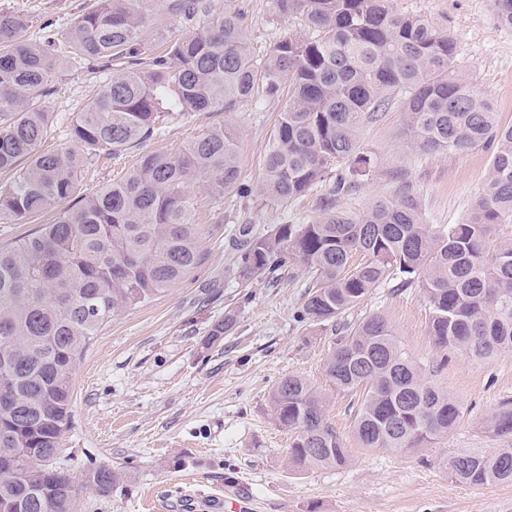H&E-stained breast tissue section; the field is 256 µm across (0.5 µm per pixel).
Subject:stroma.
I'll return each mask as SVG.
<instances>
[{"mask_svg": "<svg viewBox=\"0 0 512 512\" xmlns=\"http://www.w3.org/2000/svg\"><path fill=\"white\" fill-rule=\"evenodd\" d=\"M92 0H0V10L27 16L30 35L65 34ZM216 10L243 14L251 50L263 59L285 37L307 36L301 18L282 16L273 0H214ZM402 14H418L457 41L456 65L489 99L500 124L512 123V29L497 24L489 0H393ZM87 67H67L44 107L57 131L48 149L72 148L67 125L109 81ZM282 102L239 105L231 118L239 142L241 179L258 184L264 155ZM223 113L200 112L172 124L165 135L86 168L77 194L98 193L148 152L174 154ZM400 98L361 132L376 161L368 180L342 197L341 209L356 213L374 199L395 195L411 179L427 223H461L468 216L491 165V153H422L405 134ZM326 184L282 204H258L228 193L218 197L196 185L192 198L201 227L202 261L164 294L114 313L78 363L72 417L61 440L58 463L74 477L105 464L122 479L109 492L88 488L79 512H143L156 500L165 512H183L184 497L196 512H219L212 497L224 487H244L255 512H512V483L470 486L439 468L438 460L461 449L504 447L488 427L489 416L512 404V352L486 360L443 355L429 334V304L419 288L388 284L346 314L353 322L381 313L399 344L431 379L459 401L458 427L433 447L395 453L357 445L350 396L336 392L324 372L332 327L300 320L309 283L294 265L276 278L244 281L235 272L232 242L267 235L279 224H309L322 215ZM234 314L236 324L214 345L204 346L211 327ZM300 375L328 394V420L346 442L351 461L341 468L301 476L288 470L291 438L271 411L268 394L281 378Z\"/></svg>", "mask_w": 512, "mask_h": 512, "instance_id": "obj_1", "label": "stroma"}]
</instances>
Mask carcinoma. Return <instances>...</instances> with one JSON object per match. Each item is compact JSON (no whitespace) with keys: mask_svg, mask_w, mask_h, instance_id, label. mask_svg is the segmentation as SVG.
Segmentation results:
<instances>
[{"mask_svg":"<svg viewBox=\"0 0 512 512\" xmlns=\"http://www.w3.org/2000/svg\"><path fill=\"white\" fill-rule=\"evenodd\" d=\"M315 36L273 44L254 60L242 14L214 12L213 0H95L59 40L27 35L23 15L0 11V223L55 218L0 247V512H77L84 488L109 491L118 470L97 466L77 481L55 463L72 409L77 361L115 312L166 292L202 261L190 188L206 180L221 197L236 192L289 202L338 174L311 224H279L237 244L236 275L248 281L301 264L313 275L300 317L334 323L387 282L421 289L429 330L442 352L487 359L512 351V124L501 126L488 101L455 68L450 32L391 0H275ZM512 28V0H491ZM191 27L169 40L174 21ZM79 60L112 80L70 123L75 148L44 152L53 113L41 105L56 73ZM288 100L280 112L256 187L240 182L233 123L211 125L176 154L146 153L123 179L72 202L78 174L158 135L194 112L232 114L244 102ZM396 92L412 144L425 153L492 150L489 172L468 219L427 224L403 183L356 215L336 198L369 177L375 159L362 148L364 124L379 119ZM235 325L230 314L205 343ZM324 372L338 392L358 397L353 432L363 448H428L461 420L459 403L432 384L378 313L345 323L331 339ZM269 402L291 434L295 472L347 464L350 449L328 422L329 398L288 375ZM512 436V408L490 420ZM462 483L512 482V448L470 451L444 461Z\"/></svg>","mask_w":512,"mask_h":512,"instance_id":"obj_1","label":"carcinoma"}]
</instances>
